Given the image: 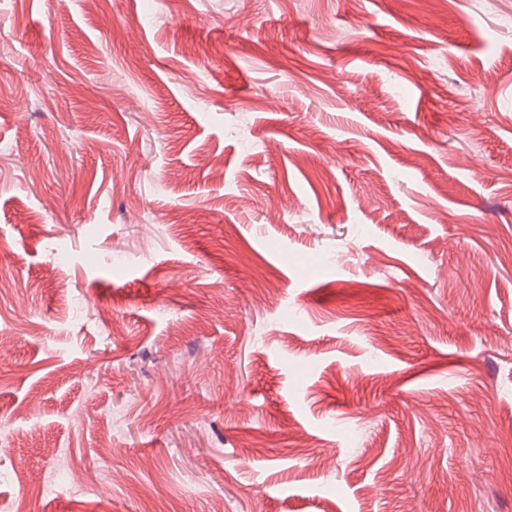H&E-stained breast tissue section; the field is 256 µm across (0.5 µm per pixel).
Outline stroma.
<instances>
[{
	"label": "stroma",
	"instance_id": "1",
	"mask_svg": "<svg viewBox=\"0 0 512 512\" xmlns=\"http://www.w3.org/2000/svg\"><path fill=\"white\" fill-rule=\"evenodd\" d=\"M506 16L0 0V499L512 512Z\"/></svg>",
	"mask_w": 512,
	"mask_h": 512
}]
</instances>
